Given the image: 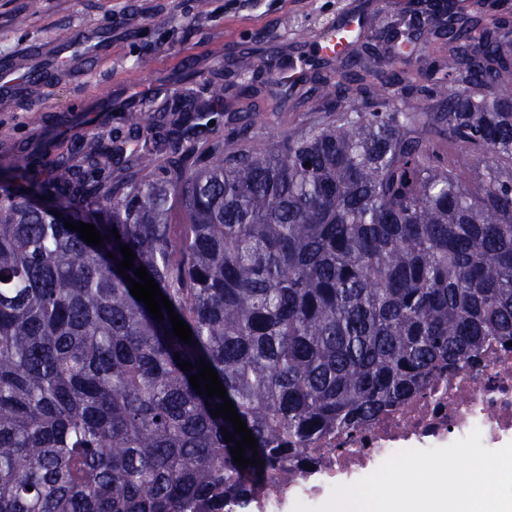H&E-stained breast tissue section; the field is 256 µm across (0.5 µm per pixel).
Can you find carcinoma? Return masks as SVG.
<instances>
[{
	"label": "carcinoma",
	"instance_id": "1",
	"mask_svg": "<svg viewBox=\"0 0 512 512\" xmlns=\"http://www.w3.org/2000/svg\"><path fill=\"white\" fill-rule=\"evenodd\" d=\"M436 12L435 71L398 69L415 44L379 10L381 81L375 48L336 58L314 91L338 104L297 134L224 136L223 89L185 88L53 159L19 146L13 178L103 241L0 190V512L214 509L512 341V21L433 0L411 24ZM121 245L192 344L130 294ZM203 362L264 465L234 463L224 400L189 382Z\"/></svg>",
	"mask_w": 512,
	"mask_h": 512
}]
</instances>
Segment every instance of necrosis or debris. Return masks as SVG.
I'll use <instances>...</instances> for the list:
<instances>
[{"label": "necrosis or debris", "instance_id": "necrosis-or-debris-1", "mask_svg": "<svg viewBox=\"0 0 512 512\" xmlns=\"http://www.w3.org/2000/svg\"><path fill=\"white\" fill-rule=\"evenodd\" d=\"M480 430L482 443L497 449L512 442V346H492L484 366H460L450 381L425 388L402 407L385 412L355 435L331 433L320 452L274 490L250 486L224 501L223 512H292L295 502L317 506L334 486L358 481L391 454L444 447Z\"/></svg>", "mask_w": 512, "mask_h": 512}]
</instances>
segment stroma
I'll return each instance as SVG.
<instances>
[{"instance_id":"obj_1","label":"stroma","mask_w":512,"mask_h":512,"mask_svg":"<svg viewBox=\"0 0 512 512\" xmlns=\"http://www.w3.org/2000/svg\"><path fill=\"white\" fill-rule=\"evenodd\" d=\"M378 0H40L17 9L0 0V70L11 71L17 91L0 96V152L9 143L50 140L67 151L63 126L94 138L122 114L153 110L179 93L188 75L222 84L235 121H254L270 137L317 122L326 100L308 91L325 75L308 59L300 82L277 72L298 50L314 47L344 14L372 10ZM149 58L141 67L139 58ZM54 72L31 83L32 66ZM262 73L242 92L243 67Z\"/></svg>"}]
</instances>
